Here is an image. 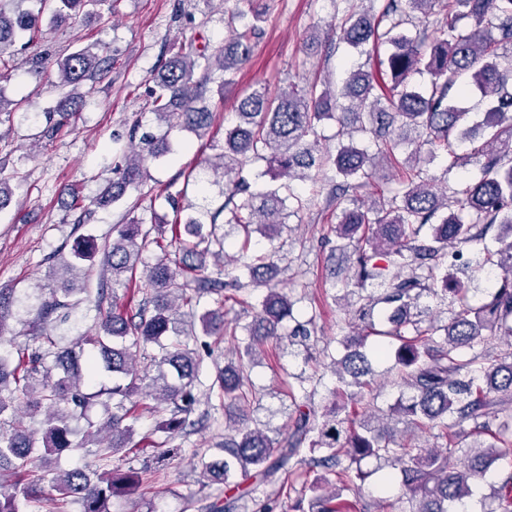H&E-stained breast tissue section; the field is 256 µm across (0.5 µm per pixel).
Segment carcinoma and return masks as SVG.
Masks as SVG:
<instances>
[{
  "instance_id": "carcinoma-1",
  "label": "carcinoma",
  "mask_w": 512,
  "mask_h": 512,
  "mask_svg": "<svg viewBox=\"0 0 512 512\" xmlns=\"http://www.w3.org/2000/svg\"><path fill=\"white\" fill-rule=\"evenodd\" d=\"M102 0H0V79L13 70L2 56L17 39L34 37L43 19L51 26L75 20ZM249 11H233L227 18L229 35L224 44L195 53L178 50L151 73L147 90L156 125L139 132L131 125L115 141L127 139L118 155L116 178L105 184L94 205L119 201L131 189L146 184L150 174L146 159L158 161L171 152L172 121L197 136L211 126L213 112L207 104L210 85L219 91L232 86L237 71L248 62L261 30L265 7L249 0ZM436 16L431 28L415 27V20ZM470 19L467 27L461 20ZM336 41L363 50L372 43H386L390 50L373 70H353L338 89L317 82L272 96L260 83L239 100L235 121L224 128L219 153L202 163L195 182L202 191L222 182L224 204L210 214V223L189 213L192 205L171 201L175 219L172 239L180 245L171 256L164 245L165 225L149 230L133 219L117 225L112 243L101 245L91 234L77 237L61 274L89 272L100 264L112 282L100 279L98 324L91 335L75 345L60 347L52 336L34 349L13 356L0 351V418L16 416L13 405L22 400L29 414H45L41 438L22 424L0 433V472L9 470L12 484L0 491V512H26L36 489L28 477L36 469L52 471L55 459L73 448H84L94 457L108 458L127 447L135 426L145 412L160 413L157 429L173 437L205 425L206 415H192L201 401L203 382L199 351H209V339L236 335L224 326V302L232 300L253 307L255 318L245 327L249 341L235 347L224 366L216 367L206 390L237 408L232 434L224 437L217 454H204L196 462L203 478L224 485V508H247L251 491L242 487L250 477L274 484L310 462L314 477L311 496L298 504L299 512H340L343 491L382 468L392 478L397 473L407 512H453L473 495V487L499 463L509 467L493 486L492 505L483 512H512V443L505 438L509 424L492 429L495 397L512 403V355L486 365L466 350L485 335L512 338V59L498 49L512 46V0H382L379 11L351 6L336 23ZM50 56L35 62L34 71L71 87L60 102L57 121L43 137L55 138L86 103V82H95L108 58L88 47L55 60L56 71H47ZM431 76L430 86L419 89L409 82L415 72ZM471 72L473 84L490 98L480 127L492 131L481 146L468 154L459 146L472 140L473 129L464 127L467 112L450 91L456 77ZM336 126V155L320 150L318 129ZM412 147L400 160L397 149ZM477 158L481 176L464 180L452 193L438 191L426 165L440 157L445 171ZM401 170L406 189L400 194L377 193L371 203L358 200L370 184L379 163ZM332 163L337 182L336 238L351 249L347 259L353 274L342 279L347 295L355 296L348 309L350 332L340 343L346 354L331 359L337 377L332 406L319 414L304 404L296 407L291 431L251 426V406L259 401L249 386L250 371L264 347L275 350L282 337L308 336L307 325L292 331L284 323L294 319L295 301L272 283L277 274V250L257 253L252 236L269 243L279 238L289 216L307 209L314 199L293 190V182L311 178V172ZM349 199L351 205L341 206ZM455 209L448 210V199ZM230 217V230L219 232L217 219ZM508 229L499 235V247L484 248L482 264L499 269V284L482 301H474L467 283L454 271L469 267L463 247L485 239L494 225ZM157 237L150 238L151 231ZM154 243L161 251L147 269L141 298L134 310L117 311L118 287L126 285L141 262L143 249ZM386 258V264L378 258ZM224 260V276L208 274L209 259ZM382 289L379 297L362 295L366 283ZM265 288L253 304L248 290ZM429 292L441 302H452L456 312L447 324L423 317L418 300ZM12 290L0 288V343L9 330ZM211 298L214 309L198 311L202 299ZM83 298L71 288L43 300L34 324L54 326L67 319ZM386 304L375 312L378 304ZM372 336L389 339L384 353L394 357L398 385L409 396L382 410L365 400L370 361L366 353ZM200 346L196 350L190 343ZM154 344L160 357L138 363L137 352ZM112 376V385L87 393L84 387L98 374ZM99 405L107 419L98 433L112 442L74 441L72 422L90 407ZM409 430L435 432L444 440L430 448L406 444L396 434L395 422ZM473 424L470 433L482 434L470 450L460 452L466 434L455 430ZM368 460L376 467L368 470ZM143 471L114 466L102 469L75 467L55 473L59 497L47 512H110V501L135 495L143 484Z\"/></svg>"
}]
</instances>
